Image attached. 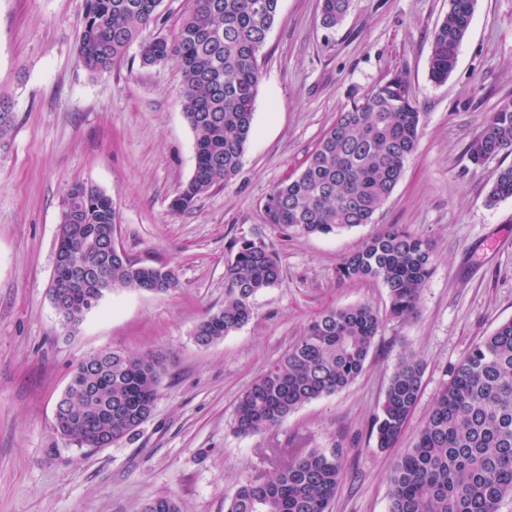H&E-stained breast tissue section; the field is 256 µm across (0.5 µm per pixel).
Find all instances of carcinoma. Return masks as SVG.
<instances>
[{
	"label": "carcinoma",
	"mask_w": 512,
	"mask_h": 512,
	"mask_svg": "<svg viewBox=\"0 0 512 512\" xmlns=\"http://www.w3.org/2000/svg\"><path fill=\"white\" fill-rule=\"evenodd\" d=\"M279 0H192L173 38L140 43L145 66L174 61L182 77L184 114L195 136L196 165L172 201L177 212L193 207L216 185L236 175L249 140L261 79L258 58L272 28ZM351 0H321L325 28L339 25ZM161 0H86L77 53L92 72H107L154 21ZM475 0H450L436 24L429 78L440 84L457 63ZM13 101L0 92V147L12 131ZM418 111L407 81L396 76L352 100L324 133L303 168L275 185L265 199L266 222L293 235H328L370 224L402 178L420 134ZM512 150V102L489 113L468 146L475 165ZM62 206L58 250L68 248L67 225L111 239L118 212L112 197L78 181ZM512 198V166L493 175L487 201ZM224 273V305L197 324L195 342L209 346L240 329L253 315V299L281 281L277 253L243 238ZM432 245L399 224H389L344 257L338 278H373L388 290L390 313L417 312L419 293L432 273ZM109 289L155 293L179 286L170 269L138 265L125 255H101L77 265L55 266L50 287L85 267ZM86 288L61 301L82 318ZM381 319L370 306L330 307L314 316L294 345L244 391L234 431L257 435L279 427L291 413L356 381L379 333ZM161 352L139 355L114 350L96 365L82 360L63 401L67 435L76 446L93 430L123 440L151 417L166 370ZM424 364L400 358L390 377L370 434L390 448L403 435L418 400ZM274 471L247 479L225 501V512H329L344 464L338 448L302 449L274 463ZM512 499V320L483 337L454 369L419 426L415 443L395 459L389 512H501ZM141 512H181L173 498H158Z\"/></svg>",
	"instance_id": "cac0c4a2"
}]
</instances>
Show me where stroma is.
Returning <instances> with one entry per match:
<instances>
[{"instance_id": "stroma-1", "label": "stroma", "mask_w": 512, "mask_h": 512, "mask_svg": "<svg viewBox=\"0 0 512 512\" xmlns=\"http://www.w3.org/2000/svg\"><path fill=\"white\" fill-rule=\"evenodd\" d=\"M86 0H0V89L15 125L0 148V512H140L159 497L182 512H224L248 478L270 471L268 448H338L344 474L329 512H388V475L412 448L435 397L476 342L512 319V198L487 195L512 152L472 164L483 120L512 101V0H475L447 81L428 75L432 32L449 0H352L328 29L320 0H279L259 58L253 129L234 179L184 212L170 204L195 169L194 134L175 63L142 65L131 45L111 71L78 60ZM421 114L416 150L374 223L326 236L265 221L271 189L297 172L351 97L394 76ZM91 183L119 214L132 261L173 269L165 293L116 289L65 334L49 296L68 187ZM433 244L432 274L406 319L373 279L339 280L345 256L384 225ZM279 253L280 285L256 295L252 319L207 347L193 332L224 303V271L240 238ZM372 306L382 326L361 376L279 427L234 433L238 397L329 306ZM101 348L161 351L168 361L137 436L78 451L53 427L79 361ZM424 362L421 391L395 447L370 437L392 371Z\"/></svg>"}]
</instances>
